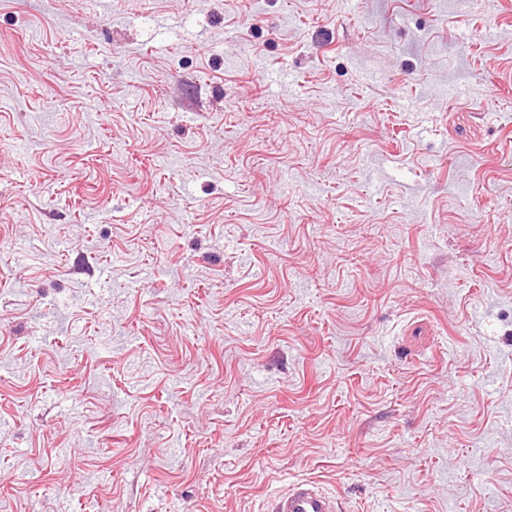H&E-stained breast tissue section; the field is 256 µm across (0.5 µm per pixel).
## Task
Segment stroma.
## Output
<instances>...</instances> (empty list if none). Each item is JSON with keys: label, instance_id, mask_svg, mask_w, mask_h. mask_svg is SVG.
I'll list each match as a JSON object with an SVG mask.
<instances>
[{"label": "stroma", "instance_id": "1", "mask_svg": "<svg viewBox=\"0 0 512 512\" xmlns=\"http://www.w3.org/2000/svg\"><path fill=\"white\" fill-rule=\"evenodd\" d=\"M512 512V0H0V512ZM273 512H339L340 503L317 483L308 480L289 482L278 491Z\"/></svg>", "mask_w": 512, "mask_h": 512}]
</instances>
